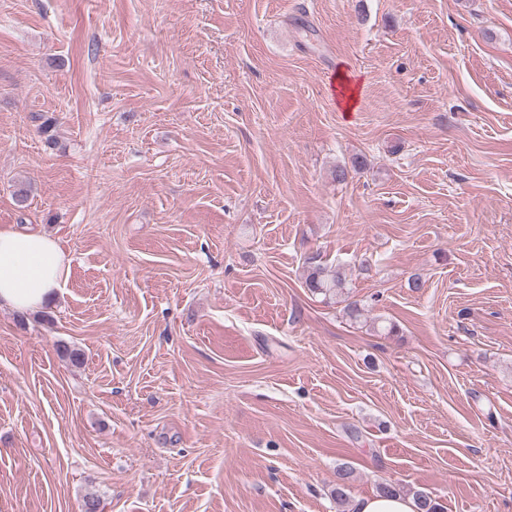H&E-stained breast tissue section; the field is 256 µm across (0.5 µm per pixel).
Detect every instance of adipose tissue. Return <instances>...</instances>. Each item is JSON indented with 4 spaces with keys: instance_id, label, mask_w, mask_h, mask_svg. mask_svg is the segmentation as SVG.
Wrapping results in <instances>:
<instances>
[{
    "instance_id": "obj_1",
    "label": "adipose tissue",
    "mask_w": 512,
    "mask_h": 512,
    "mask_svg": "<svg viewBox=\"0 0 512 512\" xmlns=\"http://www.w3.org/2000/svg\"><path fill=\"white\" fill-rule=\"evenodd\" d=\"M70 261L58 240L13 225L0 227V306L28 313L65 283Z\"/></svg>"
}]
</instances>
